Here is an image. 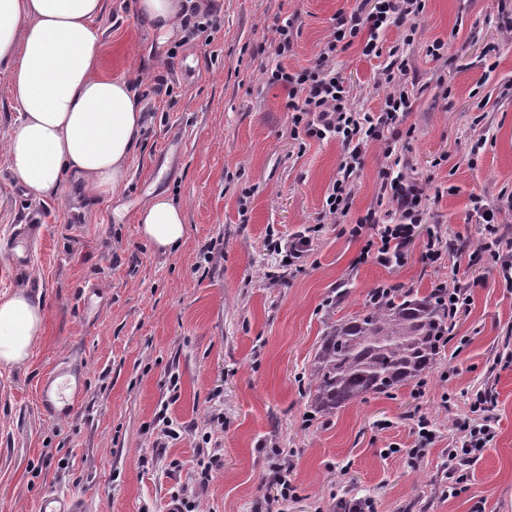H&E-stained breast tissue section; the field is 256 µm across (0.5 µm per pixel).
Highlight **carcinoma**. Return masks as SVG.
<instances>
[{
  "instance_id": "cac0c4a2",
  "label": "carcinoma",
  "mask_w": 512,
  "mask_h": 512,
  "mask_svg": "<svg viewBox=\"0 0 512 512\" xmlns=\"http://www.w3.org/2000/svg\"><path fill=\"white\" fill-rule=\"evenodd\" d=\"M448 335V312L436 292L397 290L371 299L321 340L310 368V407L323 414L386 394L430 373Z\"/></svg>"
}]
</instances>
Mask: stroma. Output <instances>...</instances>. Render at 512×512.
Here are the masks:
<instances>
[{
  "label": "stroma",
  "mask_w": 512,
  "mask_h": 512,
  "mask_svg": "<svg viewBox=\"0 0 512 512\" xmlns=\"http://www.w3.org/2000/svg\"><path fill=\"white\" fill-rule=\"evenodd\" d=\"M137 0H107L99 21L107 75L125 77L145 102L146 125L119 193L102 200L69 177L59 199L24 197L5 144L16 110L0 74V242L19 224L43 234L27 265L0 254V293L39 296L44 332L25 365L0 368V512H38L46 491L87 500L90 512H165L189 496L198 512H266L278 494L275 448L292 450L296 496L287 512H336L341 497H372L376 512H512V288L466 252L483 226L473 197L512 193V0H425L412 43L402 45L421 92L402 137L416 173L441 195L431 224L448 241L445 263L423 261V240L401 265L358 262L362 241L324 216L337 173L335 140L291 135L285 89L266 84L276 28L298 17L288 67L314 63L337 15L361 0H214L222 27L211 44L159 40ZM445 44L441 59L427 54ZM336 69L358 107L376 112L379 62L359 45L338 49ZM487 143L473 144L479 137ZM385 164L368 147L349 222L372 204ZM164 194L184 212L185 240L164 253L137 224L144 202ZM318 226L299 270L266 248L269 234ZM469 287L472 303L455 324L423 393L405 386L331 415L314 413L308 370L322 336L362 310L381 283L428 293L437 283ZM96 285L99 298L81 294ZM81 366L73 412L47 416L43 381L62 360ZM488 389L497 436L469 471L466 490L442 496L469 417L468 393ZM166 410L179 432L165 437ZM437 439L409 456L418 416ZM397 452L386 455L385 450ZM217 462L205 487L197 474Z\"/></svg>",
  "instance_id": "stroma-1"
}]
</instances>
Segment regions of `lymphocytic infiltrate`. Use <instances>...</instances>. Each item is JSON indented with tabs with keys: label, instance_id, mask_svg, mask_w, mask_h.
Masks as SVG:
<instances>
[{
	"label": "lymphocytic infiltrate",
	"instance_id": "1",
	"mask_svg": "<svg viewBox=\"0 0 512 512\" xmlns=\"http://www.w3.org/2000/svg\"><path fill=\"white\" fill-rule=\"evenodd\" d=\"M423 10V0H373L370 9L339 14L314 64L298 71L281 63L292 51L296 34L294 19H287L278 28L279 38L274 47L278 64L261 70L268 84L287 89V106L295 128L301 129L306 137L340 143L339 172L328 187L325 211L332 223L346 224L350 237L364 239L361 259L372 258L385 267L403 262L407 246L430 217L431 197L427 179L410 173L409 160L397 147L412 108L413 89L407 80L409 64L396 51H384L380 35L393 25L414 34L415 20ZM355 43L361 44L364 56L385 60L380 81L387 92L380 111L358 109L350 88L336 72L337 47ZM374 143L380 144L386 160L380 171L375 202L351 224L347 218L355 198L354 176L367 147ZM476 209L485 235L469 253V261L488 266L494 276L512 288V250L503 248L498 234L501 209L483 203L477 204ZM470 409L472 419L458 425L461 437L455 455L461 466L454 481L448 484L447 493L451 496L466 482L468 465L476 462L496 437L498 419L486 390L472 393Z\"/></svg>",
	"mask_w": 512,
	"mask_h": 512
}]
</instances>
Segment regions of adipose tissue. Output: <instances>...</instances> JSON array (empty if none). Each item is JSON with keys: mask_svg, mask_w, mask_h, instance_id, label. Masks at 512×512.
Here are the masks:
<instances>
[{"mask_svg": "<svg viewBox=\"0 0 512 512\" xmlns=\"http://www.w3.org/2000/svg\"><path fill=\"white\" fill-rule=\"evenodd\" d=\"M189 0H138V14L159 38L171 37ZM105 0H0V73L18 108L7 140L10 170L25 196L60 197L69 176L94 196L113 197L144 127L143 104L122 77L102 72ZM141 235L168 251L185 239L180 206L158 195L137 215ZM39 298L0 295V368L26 364L44 327Z\"/></svg>", "mask_w": 512, "mask_h": 512, "instance_id": "obj_1", "label": "adipose tissue"}]
</instances>
